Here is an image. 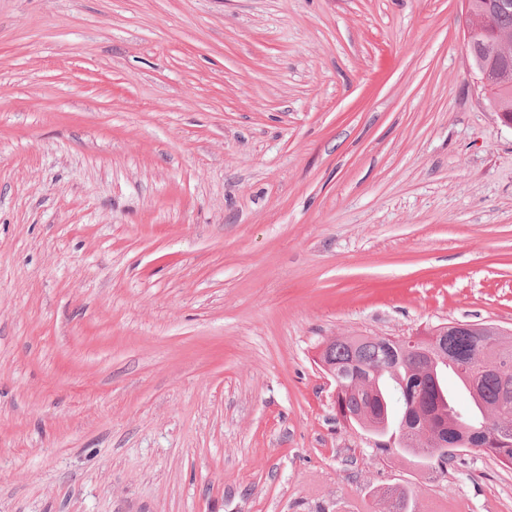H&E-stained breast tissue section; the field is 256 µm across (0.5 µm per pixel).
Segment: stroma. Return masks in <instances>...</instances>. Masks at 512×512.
I'll return each mask as SVG.
<instances>
[{"label": "stroma", "instance_id": "obj_1", "mask_svg": "<svg viewBox=\"0 0 512 512\" xmlns=\"http://www.w3.org/2000/svg\"><path fill=\"white\" fill-rule=\"evenodd\" d=\"M462 0H0V512H512L315 356L512 329V128Z\"/></svg>", "mask_w": 512, "mask_h": 512}]
</instances>
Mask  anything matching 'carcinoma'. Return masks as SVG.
<instances>
[{"label": "carcinoma", "mask_w": 512, "mask_h": 512, "mask_svg": "<svg viewBox=\"0 0 512 512\" xmlns=\"http://www.w3.org/2000/svg\"><path fill=\"white\" fill-rule=\"evenodd\" d=\"M492 2L470 0L468 21L482 29L483 36L469 52L475 72L489 70L497 75L496 88L487 96L491 109L512 114V62L503 60L497 52L501 43L512 42V14H494ZM442 336L448 350L456 352L457 357L438 364L433 372L391 338L347 336L331 341L327 361L335 366L336 376L347 383L358 378L354 385L345 388L340 398L347 420L355 426L361 425L367 417V406L373 405L389 431H396L406 423L412 434L421 436L434 432L443 421L448 423V432L453 433L459 428L476 426L482 420L491 422L499 415L512 417V407H499L503 399L512 398V347L501 362L502 370L487 371L481 376L477 395L471 397L467 412L461 413L448 393V370H453L457 379L465 382V370L482 364L485 345L474 334L451 326ZM394 449L423 465L436 463L443 467L449 461L442 455L428 457L416 445L402 447L385 442L377 446L381 452ZM481 451L512 465V436L505 442H488Z\"/></svg>", "instance_id": "cac0c4a2"}]
</instances>
